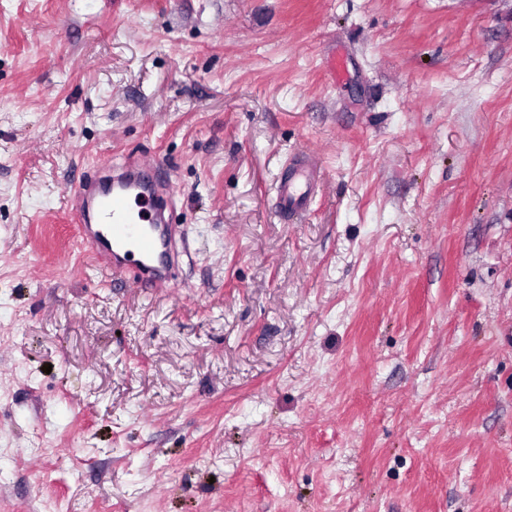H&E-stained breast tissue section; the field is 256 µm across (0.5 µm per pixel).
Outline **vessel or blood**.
Returning <instances> with one entry per match:
<instances>
[{
  "instance_id": "b4317fda",
  "label": "vessel or blood",
  "mask_w": 512,
  "mask_h": 512,
  "mask_svg": "<svg viewBox=\"0 0 512 512\" xmlns=\"http://www.w3.org/2000/svg\"><path fill=\"white\" fill-rule=\"evenodd\" d=\"M321 178L316 156L305 154L282 172L276 187L280 211L303 214ZM164 164L140 156L130 159L114 175L96 169L83 178L72 198L85 246L103 274H119L133 287L158 292L179 275L178 225L154 224L157 200L167 193Z\"/></svg>"
}]
</instances>
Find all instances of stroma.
I'll list each match as a JSON object with an SVG mask.
<instances>
[{
    "instance_id": "35a3bbf8",
    "label": "stroma",
    "mask_w": 512,
    "mask_h": 512,
    "mask_svg": "<svg viewBox=\"0 0 512 512\" xmlns=\"http://www.w3.org/2000/svg\"><path fill=\"white\" fill-rule=\"evenodd\" d=\"M129 153L160 292L71 213ZM0 512H512V0H0ZM320 178L321 167L317 157L310 154L299 157L278 180L276 195L280 211L290 217L303 214ZM168 187L165 165L143 156L130 159L113 177L96 168L80 181L72 211L103 275H123L134 288L151 292L169 288L178 277L177 243L186 246L179 227L152 224L156 202ZM136 256V263L128 262Z\"/></svg>"
}]
</instances>
